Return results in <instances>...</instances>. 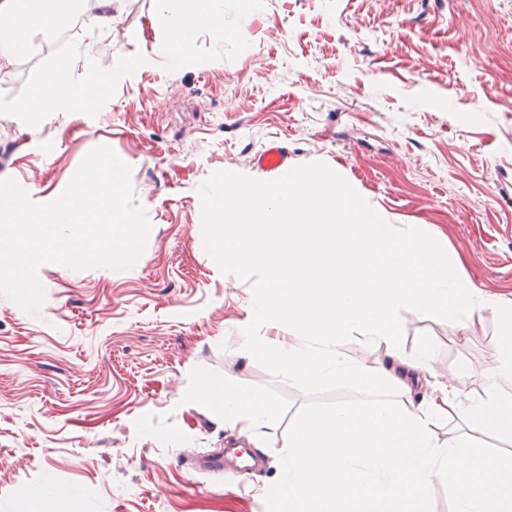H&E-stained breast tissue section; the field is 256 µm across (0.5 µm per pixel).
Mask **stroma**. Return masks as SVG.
Returning <instances> with one entry per match:
<instances>
[{"label":"stroma","instance_id":"stroma-1","mask_svg":"<svg viewBox=\"0 0 512 512\" xmlns=\"http://www.w3.org/2000/svg\"><path fill=\"white\" fill-rule=\"evenodd\" d=\"M223 37L200 28L166 52L162 0H95L0 78V180L54 200L95 147L132 169L151 223L127 269H38L29 313L0 294V512H276L268 493L299 418L351 398L239 354L263 274L224 268L206 204L224 177L317 169L386 224H416L470 284L512 301V0H216ZM115 76L84 112L12 111L48 71ZM281 141L276 172L254 156ZM403 345L444 365L507 357L494 320L456 342L452 319L406 313ZM279 408L272 430L225 434V386ZM256 449L244 480L193 472L230 443Z\"/></svg>","mask_w":512,"mask_h":512}]
</instances>
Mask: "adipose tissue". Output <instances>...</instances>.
<instances>
[{"label":"adipose tissue","mask_w":512,"mask_h":512,"mask_svg":"<svg viewBox=\"0 0 512 512\" xmlns=\"http://www.w3.org/2000/svg\"><path fill=\"white\" fill-rule=\"evenodd\" d=\"M33 13L0 0V59H10L63 21L76 0H44ZM173 14L168 51L186 52L185 29L214 20L208 0H167ZM111 71L75 81L56 66L34 102L58 112L91 108ZM220 220L214 248L228 268L259 269L240 350L318 388L339 385L352 397L303 416L285 441L277 478L279 512H424L436 483L456 489L450 512H512V362L469 363L450 370L431 345L402 346L404 313L430 308L457 321L470 340L492 316L512 342V302L477 292L461 267L413 227L364 215L354 192L316 169L271 181L224 180L212 203ZM277 322L287 341L267 342L255 326ZM359 340L374 357H349ZM278 406L259 392L224 390V426L273 427ZM457 431L443 437L441 419ZM502 445L491 451L487 436Z\"/></svg>","instance_id":"1"}]
</instances>
